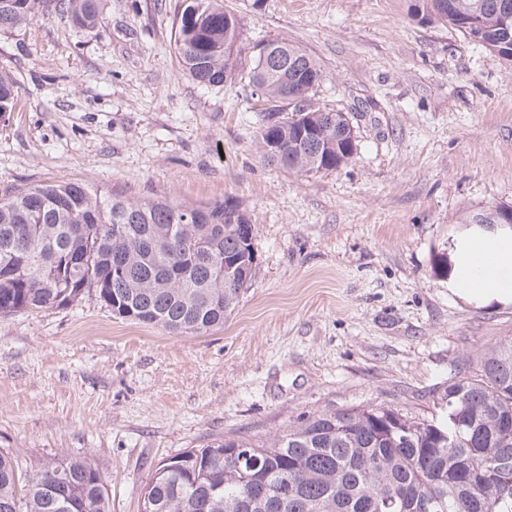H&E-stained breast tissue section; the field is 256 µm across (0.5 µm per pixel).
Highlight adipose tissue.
I'll use <instances>...</instances> for the list:
<instances>
[{
    "instance_id": "adipose-tissue-1",
    "label": "adipose tissue",
    "mask_w": 512,
    "mask_h": 512,
    "mask_svg": "<svg viewBox=\"0 0 512 512\" xmlns=\"http://www.w3.org/2000/svg\"><path fill=\"white\" fill-rule=\"evenodd\" d=\"M461 260L471 274L460 280V295L468 299H512V242L475 240L470 242Z\"/></svg>"
}]
</instances>
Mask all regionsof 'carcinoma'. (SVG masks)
Returning a JSON list of instances; mask_svg holds the SVG:
<instances>
[{
    "mask_svg": "<svg viewBox=\"0 0 512 512\" xmlns=\"http://www.w3.org/2000/svg\"><path fill=\"white\" fill-rule=\"evenodd\" d=\"M48 0H0V30L21 27ZM76 24L99 22L96 0H55ZM412 17L442 21L512 62V0H415ZM242 38L218 0H189L175 29L184 69L198 83L234 77ZM280 64L254 54L250 82L261 103V158L301 173L334 171L357 153L348 113L315 125L311 93L324 75L283 39ZM16 82L0 72V118ZM252 224L227 201L186 206L135 201L61 180L0 198V315L72 305L91 291L112 314L169 332L224 325L256 266ZM444 414L410 417L388 406L324 410L263 442L222 439L167 459L143 489L141 512H512V340L488 348L477 372L455 373ZM66 474L69 483L57 479ZM10 453L0 451V512H110V491L85 458L47 465L18 492ZM262 486L258 498L252 489Z\"/></svg>",
    "mask_w": 512,
    "mask_h": 512,
    "instance_id": "obj_1",
    "label": "carcinoma"
}]
</instances>
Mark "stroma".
Listing matches in <instances>:
<instances>
[{
  "label": "stroma",
  "instance_id": "stroma-1",
  "mask_svg": "<svg viewBox=\"0 0 512 512\" xmlns=\"http://www.w3.org/2000/svg\"><path fill=\"white\" fill-rule=\"evenodd\" d=\"M243 36L236 78L203 86L175 42L183 0L47 8L0 32L17 83L0 121V198L72 180L130 200H230L257 228L256 269L222 328L178 335L115 317L95 293L0 317V450L21 477L89 458L111 512H140L163 460L286 431L329 408L438 411L458 369L512 339V303L468 301L438 268L466 216L512 207V63L410 0H221ZM285 39L348 112L346 167L262 161L255 45Z\"/></svg>",
  "mask_w": 512,
  "mask_h": 512
}]
</instances>
